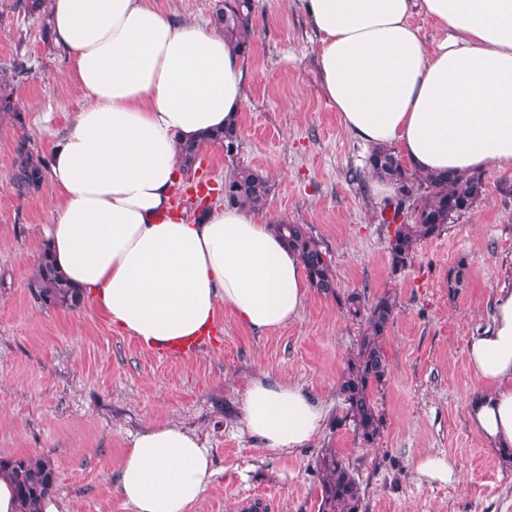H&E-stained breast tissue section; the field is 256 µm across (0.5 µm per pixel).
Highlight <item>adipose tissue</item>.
<instances>
[{"instance_id": "ef3b65f1", "label": "adipose tissue", "mask_w": 512, "mask_h": 512, "mask_svg": "<svg viewBox=\"0 0 512 512\" xmlns=\"http://www.w3.org/2000/svg\"><path fill=\"white\" fill-rule=\"evenodd\" d=\"M295 2L320 36L319 78L352 138L423 174L512 167V0ZM417 7L433 43L411 21ZM49 14L85 97L45 169L55 268L151 349L197 335L222 307L259 334L297 318L309 282L274 215L218 204L197 220L175 201L179 146L241 119L239 51L148 0H50ZM467 354L482 384L469 422L487 447L511 451L512 289L497 292ZM242 411L250 436L288 453L325 416L302 385L268 373L249 382ZM211 473L194 434L151 424L133 437L116 489L133 512H188Z\"/></svg>"}]
</instances>
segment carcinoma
Instances as JSON below:
<instances>
[{"label": "carcinoma", "mask_w": 512, "mask_h": 512, "mask_svg": "<svg viewBox=\"0 0 512 512\" xmlns=\"http://www.w3.org/2000/svg\"><path fill=\"white\" fill-rule=\"evenodd\" d=\"M215 24L225 41L248 55L256 35L253 0H216ZM368 173L391 183L395 199L385 209L408 216L395 223L388 237L387 251L391 268L397 272L412 264L417 245L441 235L455 218L472 209L484 191L482 173L460 176L450 173L421 175L390 149L369 155ZM17 190L26 193L38 187L44 163L29 151H20L16 159ZM271 184L263 171L237 163L224 177V201L249 210L265 208ZM275 230L288 247L298 252L314 292L339 301L340 308L353 320L364 325L356 349L341 373L338 393L344 405L343 415L336 417V429L352 428L360 444L370 447L381 438L386 419L378 408L375 394L383 389L390 375L384 346L385 336L395 318L399 298L384 291L373 299L361 292L339 295L330 252L315 238L305 224L282 221ZM468 264L458 260L448 269V293L454 295L468 279ZM32 288L46 307H73L67 280L42 256ZM320 484L318 512H363L364 489L356 469L335 448H325L316 460ZM0 472L13 481L23 512H42V500L55 492L57 477L52 462L43 453H29L0 459Z\"/></svg>", "instance_id": "carcinoma-1"}]
</instances>
